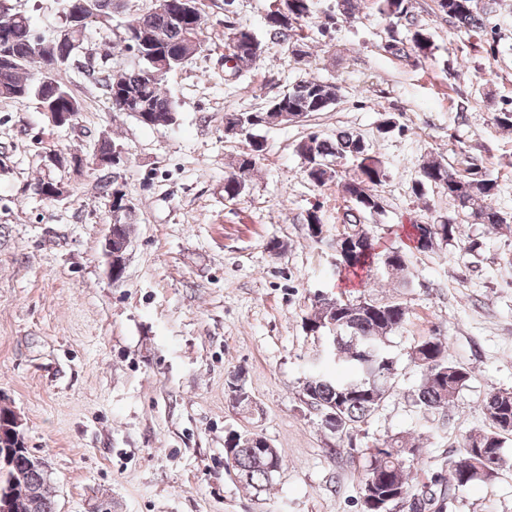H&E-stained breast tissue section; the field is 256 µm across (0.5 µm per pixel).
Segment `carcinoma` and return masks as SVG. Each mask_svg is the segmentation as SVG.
Wrapping results in <instances>:
<instances>
[{
  "mask_svg": "<svg viewBox=\"0 0 512 512\" xmlns=\"http://www.w3.org/2000/svg\"><path fill=\"white\" fill-rule=\"evenodd\" d=\"M190 11H185L182 0H155V4L127 22V31L119 38L118 46L136 53L140 66L119 76H107L102 80L111 100L114 112H141L140 123L149 127H167L176 123V104L163 88L169 73L184 67L194 56L205 51L204 16L202 0H192ZM313 0H278L275 9L267 17L271 39L290 42L301 29L310 14ZM495 0L479 4L478 0H437L441 13L455 27L469 35L485 27L487 15L493 13ZM380 14L392 21L389 49L405 57L428 58L436 46L428 29L409 22V0H377ZM153 33L160 44L145 47L128 31ZM0 39L12 60L6 73L0 71V98L24 103L37 100L47 114L54 112H81L79 100L58 76L61 68H69L76 60L78 48L69 43H58L34 32L28 17L5 11L0 4ZM228 59L241 70L254 65L259 58L255 49L261 42L254 32L243 25H231L225 33ZM161 54L167 63V72H158L156 55ZM339 87L319 78H309L294 84L288 91L271 100L261 112H227L248 131L268 124L265 116L271 112H286L292 117L305 118L315 112H325L334 105ZM263 150L261 143L251 144V151L238 158L233 171L224 182V193L234 198L240 195L251 181ZM368 151L364 139L347 131H339L331 137L311 135L297 145V153L304 163V173L317 186H325L334 180L336 171L332 165L337 160L359 156ZM381 161L376 167L358 165L354 176L341 183V191L352 206L343 214V231L336 239V271L338 275L368 273L378 259L373 237L354 238L349 230L366 224L368 217L379 212L375 195H367L364 188H372L386 179ZM116 184L102 180L100 189L112 199L113 244L130 239L132 219L119 213L127 201L126 193L116 195ZM435 187L453 200L458 211L478 224L491 227L512 222L509 216L492 203L497 184L480 174L478 168L468 167L460 172L440 161L420 166L418 177L412 185L413 194L421 198L426 190ZM414 248L419 252L431 251L438 242L450 244L463 242L461 225L453 220L445 224H412L407 233ZM407 252L395 248L384 254L383 264L391 271L405 273ZM408 309L397 301H378L360 295L354 299L317 298L314 315L308 318V327L316 332L321 328L332 333L331 357L337 359L341 371L330 373L320 370L305 382V395L311 406L320 413L333 412L336 419L325 422L328 429L348 433L368 420L380 407L391 389L395 366L386 350L387 334L399 329L406 322ZM423 364L422 382L413 394V403L422 412L448 406L473 376V371L448 357L447 346L438 336H430L415 346ZM485 415L490 421L485 431L470 435L462 449L448 456V481L444 488L435 491L421 489L415 483L411 467L405 465L410 458L408 443L393 438L370 451L368 466L360 482L359 490L372 485L370 500L363 501V512H424L433 509L443 512L446 501L466 490L475 482H487L504 470L501 448L505 436L512 435V390H499L490 394L484 402ZM238 435H230L225 447L235 448L232 462L226 467L236 471L248 486L256 491L264 490L274 473L281 468V458L270 463L257 456L255 448L243 442H235ZM32 454L16 451L14 466L28 471L29 479L38 490V512H56L51 497L50 477L29 469Z\"/></svg>",
  "mask_w": 512,
  "mask_h": 512,
  "instance_id": "1",
  "label": "carcinoma"
}]
</instances>
